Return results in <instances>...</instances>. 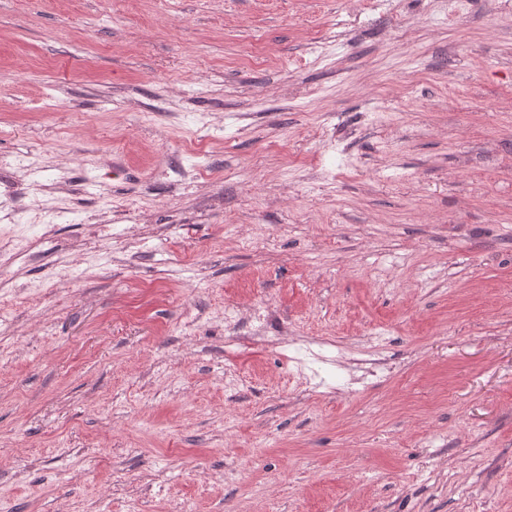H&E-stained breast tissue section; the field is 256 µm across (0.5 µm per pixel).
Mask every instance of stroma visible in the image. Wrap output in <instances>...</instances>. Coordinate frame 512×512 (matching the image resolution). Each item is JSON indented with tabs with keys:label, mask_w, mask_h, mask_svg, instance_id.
Instances as JSON below:
<instances>
[{
	"label": "stroma",
	"mask_w": 512,
	"mask_h": 512,
	"mask_svg": "<svg viewBox=\"0 0 512 512\" xmlns=\"http://www.w3.org/2000/svg\"><path fill=\"white\" fill-rule=\"evenodd\" d=\"M0 512H512V0H0Z\"/></svg>",
	"instance_id": "1"
}]
</instances>
